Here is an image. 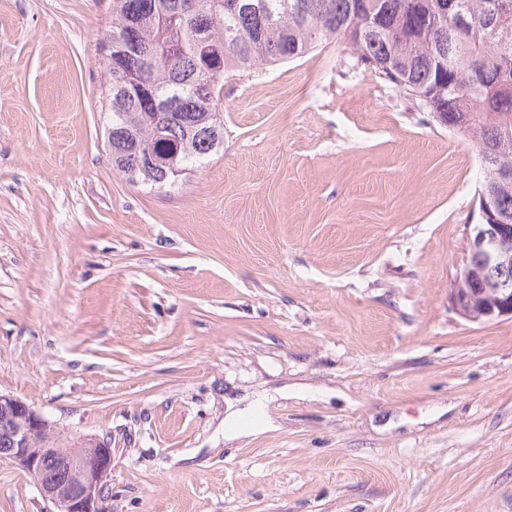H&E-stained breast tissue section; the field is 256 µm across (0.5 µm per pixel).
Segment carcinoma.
Instances as JSON below:
<instances>
[{"label":"carcinoma","mask_w":512,"mask_h":512,"mask_svg":"<svg viewBox=\"0 0 512 512\" xmlns=\"http://www.w3.org/2000/svg\"><path fill=\"white\" fill-rule=\"evenodd\" d=\"M349 43L358 61L470 138L486 224L512 225V0H112L101 53L112 167L132 183L174 175L140 166L180 147L179 166L224 144V72Z\"/></svg>","instance_id":"1"}]
</instances>
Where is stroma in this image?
<instances>
[{
    "mask_svg": "<svg viewBox=\"0 0 512 512\" xmlns=\"http://www.w3.org/2000/svg\"><path fill=\"white\" fill-rule=\"evenodd\" d=\"M111 18L0 0V392L111 438L108 512H512V318L448 305L474 142L340 42L225 73L222 150L131 183ZM46 510L0 461V512Z\"/></svg>",
    "mask_w": 512,
    "mask_h": 512,
    "instance_id": "1",
    "label": "stroma"
}]
</instances>
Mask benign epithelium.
<instances>
[{
	"instance_id": "benign-epithelium-1",
	"label": "benign epithelium",
	"mask_w": 512,
	"mask_h": 512,
	"mask_svg": "<svg viewBox=\"0 0 512 512\" xmlns=\"http://www.w3.org/2000/svg\"><path fill=\"white\" fill-rule=\"evenodd\" d=\"M508 224H476L467 258L448 295L462 318L485 322L512 317V237ZM0 460L30 475L50 512H104L111 441L64 439L57 426L21 398L0 393Z\"/></svg>"
}]
</instances>
